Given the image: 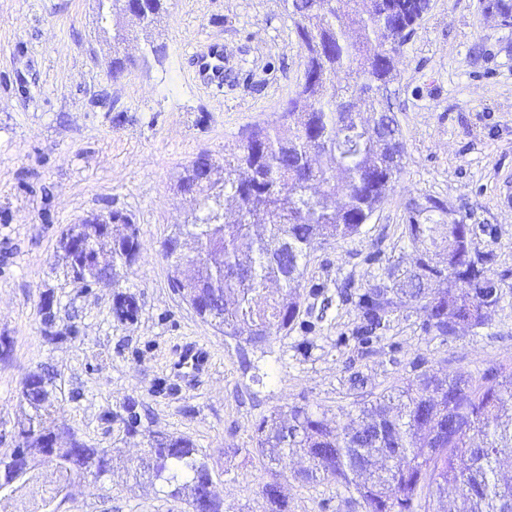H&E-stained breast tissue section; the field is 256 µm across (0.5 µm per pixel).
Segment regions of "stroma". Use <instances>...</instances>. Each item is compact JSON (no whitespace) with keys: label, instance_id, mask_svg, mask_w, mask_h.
I'll return each instance as SVG.
<instances>
[{"label":"stroma","instance_id":"35a3bbf8","mask_svg":"<svg viewBox=\"0 0 512 512\" xmlns=\"http://www.w3.org/2000/svg\"><path fill=\"white\" fill-rule=\"evenodd\" d=\"M487 0H431L395 59L391 109L406 152L399 185L359 236L315 245L305 285L328 296L364 286L369 253L409 264V212L428 223L478 226L477 251L505 285L503 306L483 329L448 339L421 328L414 307L398 309L392 348H337L358 323L352 305L321 310L302 295L295 328L270 355L203 322L170 286L160 245L196 208L175 181L203 152L220 158L258 126L282 123V108L303 73V50L282 0H165L151 38L165 48L119 81L106 75L112 49L99 35L95 0H0V457L17 448L31 413L21 396L32 373L51 377L55 427L63 442L111 449L114 471L101 481L74 477L55 512H191L186 498L133 475L158 436L202 450L224 512H264L258 493L271 464L251 426L306 406L332 421L375 400L423 356L432 373H478L512 365V25ZM224 47L222 87L203 84L191 55ZM444 211L431 209L432 201ZM120 211L139 229L136 261L112 284L84 286L66 273L59 240L68 225ZM132 296L134 321L112 313ZM194 341L211 364L184 377L173 365ZM363 384H352V372ZM139 425L125 429L127 403ZM292 512H338L336 487L288 479Z\"/></svg>","mask_w":512,"mask_h":512}]
</instances>
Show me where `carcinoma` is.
<instances>
[{
  "label": "carcinoma",
  "instance_id": "carcinoma-1",
  "mask_svg": "<svg viewBox=\"0 0 512 512\" xmlns=\"http://www.w3.org/2000/svg\"><path fill=\"white\" fill-rule=\"evenodd\" d=\"M163 0H144L140 14L112 0V70L128 68L119 46L128 23L147 33L162 14ZM288 17L304 50L308 82L285 104L281 127L255 128L247 139L224 150L219 165L199 154L184 167L175 187L193 192L196 209L176 225L205 252L199 262L170 261L173 291L206 315L224 335L249 329L245 343L270 344L297 324L305 277L304 259L319 242L347 240L360 233L395 187L405 144L395 119L385 113V91L394 80L395 56L385 52L397 19L414 27L424 0H336L319 3L301 20ZM421 211L409 212L403 234L420 251L414 265L399 270L380 265L374 252L371 281L341 299L354 305L359 323L336 346L371 348L387 339L395 312L411 305L423 314L422 329L445 339L456 325L478 330L504 294L480 299L479 284L492 280L485 263H474L473 224H423ZM126 232L112 237V264L130 265L139 253L138 228L125 214L110 212ZM443 248L448 262L430 257ZM113 313L132 320L138 308L130 296L118 298ZM427 359L410 363L411 375L395 394L382 395L347 423L332 422L305 406L274 413L252 426L261 453L276 465L259 489L266 512H289L279 480L301 453L309 466L307 484L334 483L348 512H433V503L452 487L458 512H512V483L498 476L501 455L512 451V367L489 366L473 375L461 371L437 377ZM28 400L33 417L49 428L55 409L48 383L38 378ZM56 462L59 483L84 475L106 476L99 449L75 441L69 448L39 445L26 438V457L0 458V493L27 471L29 455ZM143 471L167 488V495L194 498L212 477L205 457L182 437L157 444L140 460Z\"/></svg>",
  "mask_w": 512,
  "mask_h": 512
}]
</instances>
